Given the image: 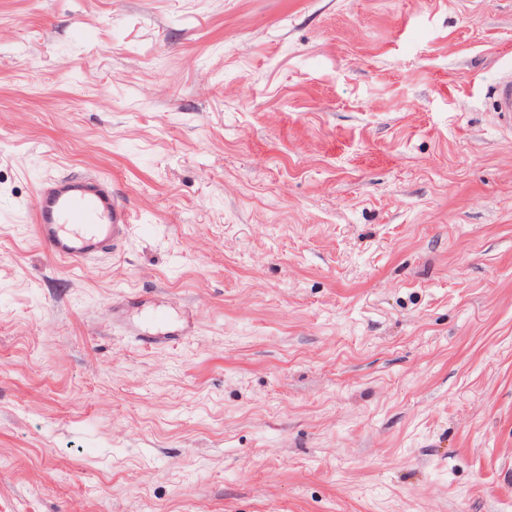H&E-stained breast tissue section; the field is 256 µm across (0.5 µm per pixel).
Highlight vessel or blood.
I'll list each match as a JSON object with an SVG mask.
<instances>
[{"instance_id":"vessel-or-blood-1","label":"vessel or blood","mask_w":512,"mask_h":512,"mask_svg":"<svg viewBox=\"0 0 512 512\" xmlns=\"http://www.w3.org/2000/svg\"><path fill=\"white\" fill-rule=\"evenodd\" d=\"M492 108L499 128L512 131V70H504L496 81ZM32 218L49 252L74 264L115 249L132 222L111 180L99 175L44 180L32 201Z\"/></svg>"}]
</instances>
